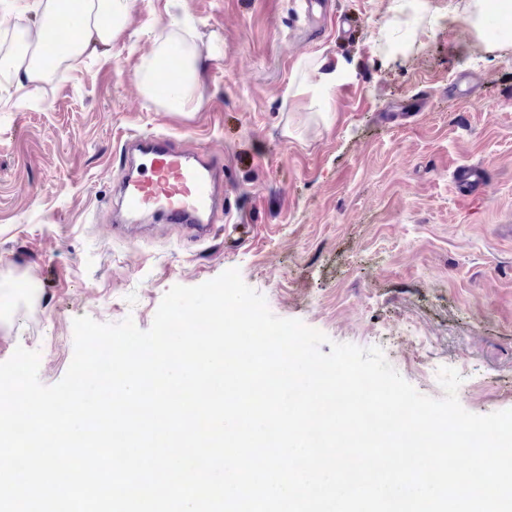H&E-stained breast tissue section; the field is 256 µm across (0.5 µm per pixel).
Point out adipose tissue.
Masks as SVG:
<instances>
[{
  "label": "adipose tissue",
  "instance_id": "ef3b65f1",
  "mask_svg": "<svg viewBox=\"0 0 512 512\" xmlns=\"http://www.w3.org/2000/svg\"><path fill=\"white\" fill-rule=\"evenodd\" d=\"M132 0H0V26L23 15L34 14L31 27H14L11 47L0 55V73L14 82L18 103L34 97L52 71L61 64L72 65L100 51H110L128 26ZM195 24L179 15H170L154 36L150 50L140 58L135 81L145 103L174 114L197 111L204 103V76L207 62L220 55L217 40L199 47ZM56 45L54 58H46L44 48ZM179 55L176 72H169L172 55ZM302 79L290 83L284 100L307 94L333 93L343 61L300 60ZM166 79V94H158L159 79Z\"/></svg>",
  "mask_w": 512,
  "mask_h": 512
}]
</instances>
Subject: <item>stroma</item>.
<instances>
[{
	"instance_id": "stroma-1",
	"label": "stroma",
	"mask_w": 512,
	"mask_h": 512,
	"mask_svg": "<svg viewBox=\"0 0 512 512\" xmlns=\"http://www.w3.org/2000/svg\"><path fill=\"white\" fill-rule=\"evenodd\" d=\"M468 0H333L348 37L306 34L300 0H184L210 62L204 105L146 107L134 75L168 0H133L111 53L58 72L40 104L0 101V362L38 351L52 385L74 353L73 321L148 329L164 294L238 269L277 317L381 347L420 393L512 409V27ZM303 57L343 60L330 96L283 105ZM467 78L472 98L448 97ZM167 133L224 155L230 219L196 242L172 224L111 228L107 200L129 134ZM485 164L461 200L456 164Z\"/></svg>"
}]
</instances>
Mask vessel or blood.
I'll use <instances>...</instances> for the list:
<instances>
[{
	"instance_id": "1",
	"label": "vessel or blood",
	"mask_w": 512,
	"mask_h": 512,
	"mask_svg": "<svg viewBox=\"0 0 512 512\" xmlns=\"http://www.w3.org/2000/svg\"><path fill=\"white\" fill-rule=\"evenodd\" d=\"M128 171L113 188V207L126 221L151 216L190 229L204 240L224 217V159L203 149L182 147L174 137L131 136L123 145ZM489 170L455 165L460 196H481Z\"/></svg>"
}]
</instances>
